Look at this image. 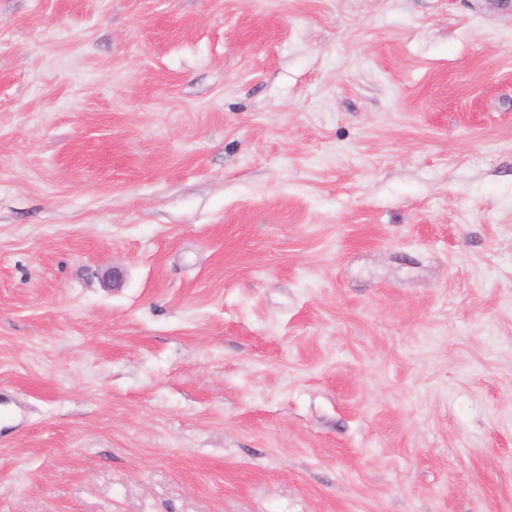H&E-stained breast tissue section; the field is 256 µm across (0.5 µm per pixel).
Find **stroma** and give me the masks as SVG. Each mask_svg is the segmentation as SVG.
Returning <instances> with one entry per match:
<instances>
[{"label":"stroma","instance_id":"1","mask_svg":"<svg viewBox=\"0 0 512 512\" xmlns=\"http://www.w3.org/2000/svg\"><path fill=\"white\" fill-rule=\"evenodd\" d=\"M0 389V512H512V0H0Z\"/></svg>","mask_w":512,"mask_h":512}]
</instances>
